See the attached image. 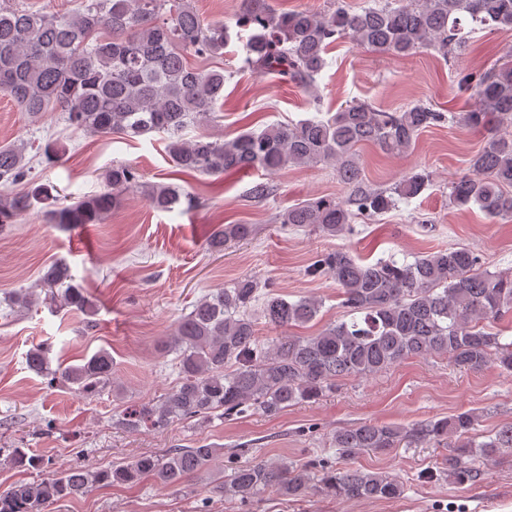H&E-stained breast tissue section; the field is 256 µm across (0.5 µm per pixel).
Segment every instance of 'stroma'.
Here are the masks:
<instances>
[{
    "label": "stroma",
    "mask_w": 512,
    "mask_h": 512,
    "mask_svg": "<svg viewBox=\"0 0 512 512\" xmlns=\"http://www.w3.org/2000/svg\"><path fill=\"white\" fill-rule=\"evenodd\" d=\"M511 48V31H475L467 50L449 61L432 52L379 56L342 39L330 47L313 95L246 68L243 44L234 38L218 61L228 75L224 105L207 131L215 139H229L243 130L334 113L355 100L385 109L420 101L441 112H462L471 102L463 75L491 71ZM49 139L59 142L62 152L52 165L33 160L32 173L42 182L75 195L92 194L103 188L102 172L123 162L137 169L141 182L182 186L196 204L186 212H157L134 189L101 224L65 230L39 214L0 230V294L34 287L44 266L62 260L96 305L89 317L44 306L15 313L0 306V448L29 449L49 458L51 471L57 472L76 464L105 467L143 453L207 442L222 448L228 463L256 455L288 463L325 459L337 468L389 472L405 488L393 501H344L313 489L297 499L265 493L239 504L213 494L217 471L210 468L177 487L146 481L133 488H99L86 498L54 504L49 512H512V453L485 465L480 482L460 488L438 475L443 450L396 448L347 460L331 443L336 429L344 426L369 421L408 426L467 409L481 415L480 436L512 423V376L492 366L462 372L444 358H411L382 373L343 381L335 394L272 417L247 413L203 425L189 419L137 433L114 426L127 404L159 397L175 386V355L163 345L166 336L200 297L239 277L271 283L291 300L322 297L317 320L293 330L309 336L342 315L334 280L307 274L326 251L412 259L466 246L480 253L490 270H512V224L496 223L476 208L448 204V184L466 172L482 144L480 134L458 123L445 124L425 129L414 148L397 158L364 148L365 174L374 185L393 187L414 167L432 171L434 181L422 195L385 214L355 219L353 233L345 237H323L274 222L280 210L310 198L343 196L329 167L290 168L269 178L257 171L220 177L182 174L165 152L163 135L90 136L70 128L60 113L33 117L19 111L0 93V145H40ZM266 179L272 194L254 201L250 189ZM422 217L428 227H420ZM218 224H252L256 235L215 254L206 238ZM40 344L48 346L51 361L67 365L109 350L112 392L89 401L66 386L48 385L25 362L27 352Z\"/></svg>",
    "instance_id": "obj_1"
}]
</instances>
